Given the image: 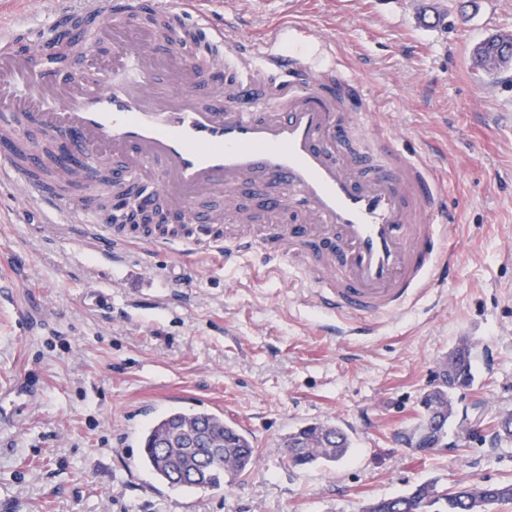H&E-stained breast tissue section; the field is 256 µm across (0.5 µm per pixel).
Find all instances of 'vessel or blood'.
<instances>
[{
	"instance_id": "obj_1",
	"label": "vessel or blood",
	"mask_w": 512,
	"mask_h": 512,
	"mask_svg": "<svg viewBox=\"0 0 512 512\" xmlns=\"http://www.w3.org/2000/svg\"><path fill=\"white\" fill-rule=\"evenodd\" d=\"M132 0H90L99 29L129 15ZM307 28L288 26L239 45L237 78L223 83L211 63L223 34L199 24L190 44L153 41L152 55L114 40L106 68L85 59L61 63L31 56L0 60V101L32 113L63 137L86 166L123 163L118 182L144 207L171 197L179 223L135 237L105 213L30 179L41 161L0 153V179L22 185L47 214L64 215L74 235L100 247L141 239L150 251L212 252L234 263L245 253L259 266L294 264L313 284L312 300L353 333L397 313L447 282L458 264L448 248V205L427 148L411 149L370 108L357 76L314 72L287 43ZM251 177L256 203L224 214L198 209L199 198L224 197ZM246 214L251 227L230 230L223 216Z\"/></svg>"
}]
</instances>
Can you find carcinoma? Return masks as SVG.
Returning <instances> with one entry per match:
<instances>
[{"instance_id":"1","label":"carcinoma","mask_w":512,"mask_h":512,"mask_svg":"<svg viewBox=\"0 0 512 512\" xmlns=\"http://www.w3.org/2000/svg\"><path fill=\"white\" fill-rule=\"evenodd\" d=\"M160 33L171 41L185 42L191 34L177 28L170 19L148 17ZM474 58L485 65L487 72L496 64L512 62V38L492 34L474 48ZM45 160L35 177L55 190L65 193L80 185L84 179L81 170L62 176L52 165V146L45 143ZM99 194L93 198L95 206L111 209L112 181L98 174ZM439 369L448 375V381L457 389H467L473 383L470 346L464 342L445 360ZM455 392L428 389L419 400L418 422L431 414L438 421L430 425L426 441L430 449L448 446V424L453 417ZM202 441V447L211 448L208 466L198 469L194 450L188 447L193 438ZM494 439L512 444V414L507 413L495 426ZM142 453L139 464L159 482L172 489L206 488L220 490L234 484L256 465V455L248 434L224 414L208 410L171 408L155 417L141 435ZM285 455L293 467H305L317 462L336 463L351 450L349 436L331 424L306 422L284 437ZM499 505H512V482L485 483L461 479L450 488L436 480H428L409 491L371 501L362 512H491Z\"/></svg>"}]
</instances>
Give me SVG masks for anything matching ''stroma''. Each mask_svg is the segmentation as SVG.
<instances>
[{
	"instance_id": "stroma-1",
	"label": "stroma",
	"mask_w": 512,
	"mask_h": 512,
	"mask_svg": "<svg viewBox=\"0 0 512 512\" xmlns=\"http://www.w3.org/2000/svg\"><path fill=\"white\" fill-rule=\"evenodd\" d=\"M197 0L187 25L257 40L315 33L318 63L366 79L408 147L429 143L456 222L460 266L368 336H329L295 269L250 257L153 255L132 242L106 261L60 215L0 186V512H361L431 478L512 480L491 421L512 412V77L472 55L512 34V0ZM85 0H0V50L17 29L83 13ZM474 382L455 397L448 445L403 448L421 394L461 338ZM223 412L256 467L221 491L169 490L137 465L131 429L174 407ZM343 428L341 461L288 467L285 435Z\"/></svg>"
}]
</instances>
